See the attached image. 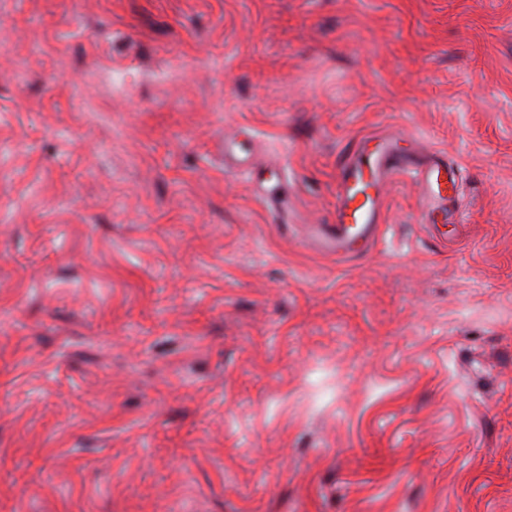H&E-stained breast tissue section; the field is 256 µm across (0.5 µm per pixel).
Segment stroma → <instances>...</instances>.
<instances>
[{
  "label": "stroma",
  "instance_id": "obj_1",
  "mask_svg": "<svg viewBox=\"0 0 512 512\" xmlns=\"http://www.w3.org/2000/svg\"><path fill=\"white\" fill-rule=\"evenodd\" d=\"M0 512H512V0H0ZM411 159V153L399 152L387 137L372 151L366 143L356 147L337 168L336 224L317 226L320 251L347 259L365 254L375 244L381 228L382 188L388 176ZM367 183L370 186L365 188ZM357 242L361 247L353 246ZM441 154L440 150L428 149L422 163V222L433 224L435 230L439 232L440 239L447 240L448 231L440 232L438 225L434 223L440 221L445 227L448 219H452L447 202H452L455 197L457 174L453 167L448 166V162Z\"/></svg>",
  "mask_w": 512,
  "mask_h": 512
}]
</instances>
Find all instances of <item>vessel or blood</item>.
Here are the masks:
<instances>
[{"mask_svg":"<svg viewBox=\"0 0 512 512\" xmlns=\"http://www.w3.org/2000/svg\"><path fill=\"white\" fill-rule=\"evenodd\" d=\"M399 152L390 138H381L375 150L358 145L353 155L336 171V221L319 225L316 236L321 251L339 259L369 250L380 233L382 188L388 176L410 161ZM422 213L425 223L447 222L448 210L457 188V174L432 149L422 163Z\"/></svg>","mask_w":512,"mask_h":512,"instance_id":"vessel-or-blood-1","label":"vessel or blood"}]
</instances>
